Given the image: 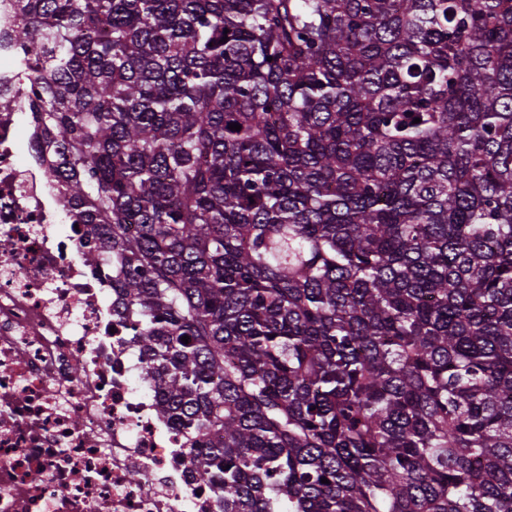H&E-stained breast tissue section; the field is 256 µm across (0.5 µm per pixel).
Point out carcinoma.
<instances>
[{
    "mask_svg": "<svg viewBox=\"0 0 512 512\" xmlns=\"http://www.w3.org/2000/svg\"><path fill=\"white\" fill-rule=\"evenodd\" d=\"M13 10L80 257L220 512H512V0Z\"/></svg>",
    "mask_w": 512,
    "mask_h": 512,
    "instance_id": "carcinoma-1",
    "label": "carcinoma"
}]
</instances>
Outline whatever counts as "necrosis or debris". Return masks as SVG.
Instances as JSON below:
<instances>
[{
    "label": "necrosis or debris",
    "instance_id": "1",
    "mask_svg": "<svg viewBox=\"0 0 512 512\" xmlns=\"http://www.w3.org/2000/svg\"><path fill=\"white\" fill-rule=\"evenodd\" d=\"M0 0V512H218L78 256Z\"/></svg>",
    "mask_w": 512,
    "mask_h": 512
}]
</instances>
